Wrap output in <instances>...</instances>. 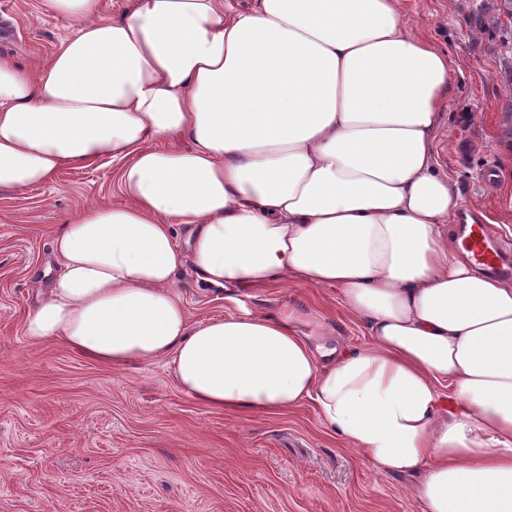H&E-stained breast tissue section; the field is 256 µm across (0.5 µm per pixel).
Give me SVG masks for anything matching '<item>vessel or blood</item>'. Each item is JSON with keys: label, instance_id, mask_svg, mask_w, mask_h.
<instances>
[{"label": "vessel or blood", "instance_id": "obj_1", "mask_svg": "<svg viewBox=\"0 0 512 512\" xmlns=\"http://www.w3.org/2000/svg\"><path fill=\"white\" fill-rule=\"evenodd\" d=\"M455 245L486 275H512V241L491 236L484 225H458Z\"/></svg>", "mask_w": 512, "mask_h": 512}]
</instances>
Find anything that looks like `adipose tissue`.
<instances>
[{"label":"adipose tissue","instance_id":"adipose-tissue-1","mask_svg":"<svg viewBox=\"0 0 512 512\" xmlns=\"http://www.w3.org/2000/svg\"><path fill=\"white\" fill-rule=\"evenodd\" d=\"M77 23L37 71L0 59V189L120 162V206L55 236L25 334L139 368L229 413L313 401L423 512H512V283L461 257V205L433 145L456 82L394 0H46ZM162 146H155V139ZM335 289L369 341L317 314L191 323L177 277Z\"/></svg>","mask_w":512,"mask_h":512}]
</instances>
